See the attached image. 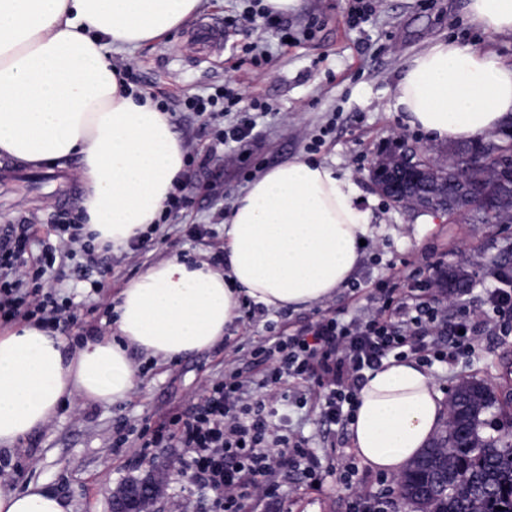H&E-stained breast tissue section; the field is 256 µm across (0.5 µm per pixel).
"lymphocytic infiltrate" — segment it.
<instances>
[{
  "label": "lymphocytic infiltrate",
  "instance_id": "obj_1",
  "mask_svg": "<svg viewBox=\"0 0 512 512\" xmlns=\"http://www.w3.org/2000/svg\"><path fill=\"white\" fill-rule=\"evenodd\" d=\"M27 238H0V326L34 321L57 326L75 318L70 298L44 287L57 257L84 247L81 226L45 244L37 260L26 255ZM512 317V280L500 278L488 289L481 311L459 306L449 316L435 295L433 278L409 284L400 298H386L365 318L341 320L324 316L293 333L257 346L252 355L264 365L262 386L233 372L207 386L182 411H174L146 427L141 457L159 448H178L179 471L196 487L213 493L212 512H242L244 501L275 496L268 475L281 465L317 482L321 457L286 433L276 405L285 400L284 378L319 388L320 416L328 427L347 426L366 373L389 358L448 363L469 357L479 336L496 319Z\"/></svg>",
  "mask_w": 512,
  "mask_h": 512
}]
</instances>
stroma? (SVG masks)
I'll return each instance as SVG.
<instances>
[{"label":"stroma","instance_id":"1","mask_svg":"<svg viewBox=\"0 0 512 512\" xmlns=\"http://www.w3.org/2000/svg\"><path fill=\"white\" fill-rule=\"evenodd\" d=\"M240 0H204L195 20L170 37L142 45L134 53H113L112 64L133 63L132 83L158 99L173 116L183 145L204 157L213 144L216 122L230 125L248 111L252 99L265 101L268 112L257 121L254 135L224 150V163L200 175L188 187L191 206L166 223L155 225L143 248L132 252L91 251L55 265L51 285L77 305L78 318L67 338L85 334L89 326L110 331L106 310L120 288L147 267L171 256L204 260L224 246L218 213L229 212L238 195L258 174L288 160H316L334 167L357 185L361 205L374 228L364 250L354 286L297 311H268L241 306L242 316L213 348L178 360L150 356L138 348L129 355L140 370V386L126 401L109 404L74 394L43 428L7 450H0V487L24 488L38 483L70 499L73 512H112L114 489L124 480L154 473L164 490L153 512H210L213 495L195 487L190 477L174 471L180 451L167 448L138 467L146 425L164 414L186 408L193 396L232 369L233 359L284 329H295L324 314L357 316L377 307L379 281L397 271L461 264L473 276L464 300L480 308L485 288L495 283L500 267L512 262V224H476L467 216L411 214L392 205L371 187L368 169L391 137L429 145L421 132L407 126L396 107L399 78L414 55L433 40L452 39L480 46L485 35L471 25L463 0H375V13L364 29L348 24L352 0H299L282 20L294 41L281 45L276 31L240 19ZM232 20L223 51L202 57L184 52L196 22ZM269 49L268 63L252 65L249 44ZM228 86L241 101L237 111L214 119L181 111V99ZM47 172L12 165L0 158V236L23 224H47L53 214L76 215L82 188L76 162H69L55 180ZM101 276L103 289L89 296L83 269ZM443 393L464 378L491 381L501 392L512 391V334L484 336L470 360L429 367ZM290 431L310 447L330 455L350 448L347 431L328 428L318 410L286 402ZM277 496L247 502L244 512H355V500L324 468L318 485L300 473L276 471Z\"/></svg>","mask_w":512,"mask_h":512}]
</instances>
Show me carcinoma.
Returning a JSON list of instances; mask_svg holds the SVG:
<instances>
[{"label":"carcinoma","mask_w":512,"mask_h":512,"mask_svg":"<svg viewBox=\"0 0 512 512\" xmlns=\"http://www.w3.org/2000/svg\"><path fill=\"white\" fill-rule=\"evenodd\" d=\"M481 164L472 161L473 145L457 144L448 152V199L436 200L458 204L464 185L472 180L484 183L488 195L498 200L492 210L472 212L470 220L478 224L512 223V154L508 147L479 148ZM470 273L462 266L448 268V287L462 288ZM496 400L483 385L471 380L459 387L448 400V484L447 491L429 496L430 470L412 464L403 473L412 488L406 499L409 512H485L502 508L512 512V433L496 437L483 433L485 415Z\"/></svg>","instance_id":"carcinoma-1"}]
</instances>
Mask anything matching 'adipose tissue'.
I'll use <instances>...</instances> for the list:
<instances>
[{"mask_svg": "<svg viewBox=\"0 0 512 512\" xmlns=\"http://www.w3.org/2000/svg\"><path fill=\"white\" fill-rule=\"evenodd\" d=\"M203 0H0V155L23 166L80 161L85 230L127 249L158 221L181 183L184 149L170 113L127 85L106 54L177 29ZM491 38H512V0H466ZM405 122L434 142H474L512 121V60L493 47L438 39L397 87ZM356 185L314 160L254 178L224 221V264L174 257L148 267L112 300L113 339L67 349L30 323L0 331V447L42 428L73 393L107 403L140 384L128 356L185 357L213 347L242 300L298 310L352 280L370 235ZM446 407L426 365L392 359L367 379L348 425L357 456L401 474L445 427ZM0 512H72L38 484L0 488Z\"/></svg>", "mask_w": 512, "mask_h": 512, "instance_id": "obj_1", "label": "adipose tissue"}]
</instances>
